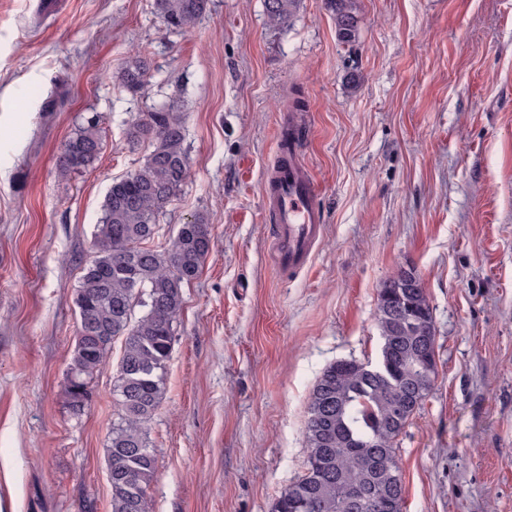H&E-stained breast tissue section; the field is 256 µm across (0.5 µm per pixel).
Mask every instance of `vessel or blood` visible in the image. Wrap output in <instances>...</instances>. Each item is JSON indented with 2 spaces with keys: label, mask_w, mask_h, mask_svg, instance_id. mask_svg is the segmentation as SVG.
<instances>
[{
  "label": "vessel or blood",
  "mask_w": 512,
  "mask_h": 512,
  "mask_svg": "<svg viewBox=\"0 0 512 512\" xmlns=\"http://www.w3.org/2000/svg\"><path fill=\"white\" fill-rule=\"evenodd\" d=\"M300 151V142H293L288 165L274 174L265 189L266 203L277 221L275 260L288 269L307 264L322 234L318 190L297 162Z\"/></svg>",
  "instance_id": "obj_1"
}]
</instances>
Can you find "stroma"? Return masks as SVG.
Here are the masks:
<instances>
[{"instance_id": "obj_1", "label": "stroma", "mask_w": 512, "mask_h": 512, "mask_svg": "<svg viewBox=\"0 0 512 512\" xmlns=\"http://www.w3.org/2000/svg\"><path fill=\"white\" fill-rule=\"evenodd\" d=\"M357 16L344 44L324 0L282 28L263 0H210L189 33L153 0H0V512H112L122 345L74 411L76 289L109 187L145 156L125 122L162 99L190 176L153 245L202 213L214 246L145 425L153 512H271L304 470L318 376L377 360L378 289L406 265L436 375L398 439L402 510L512 512V0H357ZM138 56L134 96L117 74ZM93 113L98 160L58 179ZM290 118L323 217L297 270L274 263L263 197Z\"/></svg>"}]
</instances>
